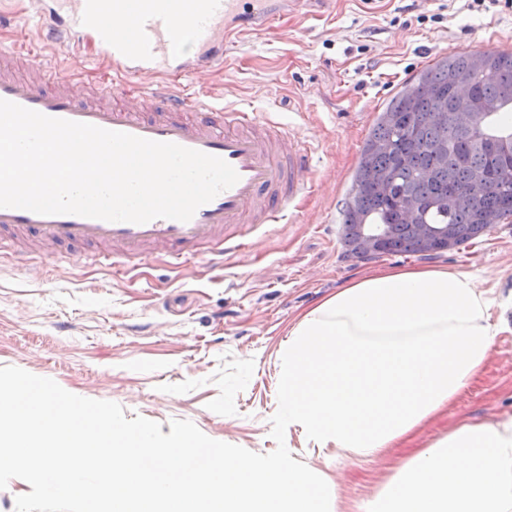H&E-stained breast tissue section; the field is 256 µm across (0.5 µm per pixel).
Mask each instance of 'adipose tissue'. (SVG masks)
I'll return each instance as SVG.
<instances>
[{
    "label": "adipose tissue",
    "instance_id": "adipose-tissue-1",
    "mask_svg": "<svg viewBox=\"0 0 512 512\" xmlns=\"http://www.w3.org/2000/svg\"><path fill=\"white\" fill-rule=\"evenodd\" d=\"M512 293L445 267L363 271L303 311L283 344L279 415L316 448L403 465L356 512H512V414L418 432L481 377ZM41 390H0V477L85 512H346L326 474L292 457L215 452L183 433ZM108 478L92 483L88 473Z\"/></svg>",
    "mask_w": 512,
    "mask_h": 512
}]
</instances>
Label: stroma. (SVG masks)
Wrapping results in <instances>:
<instances>
[{"instance_id": "35a3bbf8", "label": "stroma", "mask_w": 512, "mask_h": 512, "mask_svg": "<svg viewBox=\"0 0 512 512\" xmlns=\"http://www.w3.org/2000/svg\"><path fill=\"white\" fill-rule=\"evenodd\" d=\"M54 0H0L5 42L32 43ZM512 49V12L460 0H334L243 38L208 78L230 107L252 106L315 149L312 189L287 223L259 231L248 256L211 270L204 256L160 253L126 273L92 252L17 264L0 247V388L51 385L125 418L187 432L241 454L289 452L322 469L347 505L370 497L396 458L313 449L278 421L281 348L304 309L379 268L445 266L481 288L512 289V222L437 256H346L339 207L375 119L403 81L451 51ZM512 412V331L482 378L418 437L428 445L461 418Z\"/></svg>"}]
</instances>
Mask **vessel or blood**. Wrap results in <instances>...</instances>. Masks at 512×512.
Segmentation results:
<instances>
[{
    "instance_id": "1",
    "label": "vessel or blood",
    "mask_w": 512,
    "mask_h": 512,
    "mask_svg": "<svg viewBox=\"0 0 512 512\" xmlns=\"http://www.w3.org/2000/svg\"><path fill=\"white\" fill-rule=\"evenodd\" d=\"M64 10L38 40V52L0 47V99L43 115L172 142L224 159L239 180L186 222L144 224L0 208V241L22 234L29 247L104 248V260L153 249L181 263L208 246L212 261L248 252L263 225L282 223L308 194L312 150L247 107L227 108L211 92L186 93L181 79L203 80L247 34L276 29L285 9L328 0H60ZM89 34L101 65L128 80L120 98L101 101L79 65L61 66L49 47H75Z\"/></svg>"
}]
</instances>
